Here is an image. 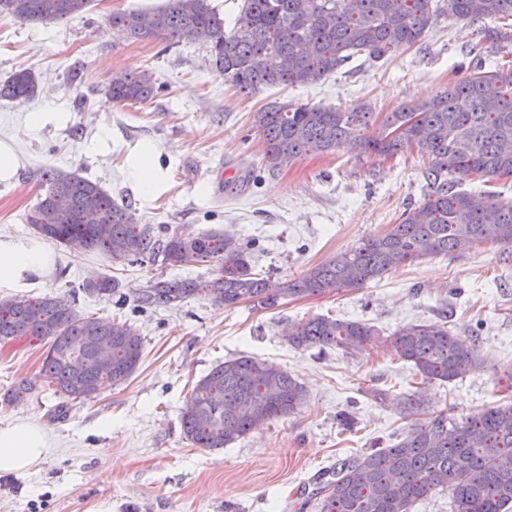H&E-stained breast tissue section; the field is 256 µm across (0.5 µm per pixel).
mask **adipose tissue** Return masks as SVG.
Returning <instances> with one entry per match:
<instances>
[{
    "instance_id": "adipose-tissue-1",
    "label": "adipose tissue",
    "mask_w": 512,
    "mask_h": 512,
    "mask_svg": "<svg viewBox=\"0 0 512 512\" xmlns=\"http://www.w3.org/2000/svg\"><path fill=\"white\" fill-rule=\"evenodd\" d=\"M54 256L42 244L0 240V288L25 287L26 276L44 277L54 268ZM51 432L28 418L0 425V474L39 469L51 453Z\"/></svg>"
}]
</instances>
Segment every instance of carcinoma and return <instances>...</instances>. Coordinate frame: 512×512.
Here are the masks:
<instances>
[{
    "instance_id": "obj_1",
    "label": "carcinoma",
    "mask_w": 512,
    "mask_h": 512,
    "mask_svg": "<svg viewBox=\"0 0 512 512\" xmlns=\"http://www.w3.org/2000/svg\"><path fill=\"white\" fill-rule=\"evenodd\" d=\"M91 0H0V18L53 23L82 13ZM245 18L227 30L209 0H168L154 11L116 12L112 28L135 40H183L209 48L211 65L239 93L317 82L357 55L379 60L418 43L440 14L472 24L512 18V0H244ZM158 90L147 71L110 83L115 104H143ZM38 77L26 69L0 81V100L24 105L36 96ZM380 124L376 135L365 131ZM263 163L274 171L307 156L358 143L383 160L417 152L429 160L423 198L405 209L386 233L341 252L290 282L254 272L248 247L230 237L177 227L165 238L138 224L128 205L99 183L45 167L44 197L26 223L38 235L114 259L161 261L167 267L212 262L215 276L160 280L137 297L143 307H167L204 293L224 306L253 302L273 307L286 297L355 290L428 255L463 252L478 242L512 246V203L455 189L448 176L512 178V67L479 64L438 95L378 117L288 101L255 115ZM119 283L103 277L89 294L112 296ZM36 338L47 345L37 379L54 388L59 410L125 382L139 365L143 344L124 322L79 315L62 297L0 302V343ZM380 334L360 321L318 316L288 326L298 349L335 346L361 354ZM396 354L424 382L461 380L481 365L476 341L436 324L412 323L394 333ZM304 387L280 367L241 356L215 365L194 385L181 411L186 440L219 450L265 424L295 413ZM406 416L424 410L419 393L396 396ZM436 490L448 491L453 512H512V403L490 406L460 420L440 412L414 424L388 448L350 456L318 488L320 512H410Z\"/></svg>"
}]
</instances>
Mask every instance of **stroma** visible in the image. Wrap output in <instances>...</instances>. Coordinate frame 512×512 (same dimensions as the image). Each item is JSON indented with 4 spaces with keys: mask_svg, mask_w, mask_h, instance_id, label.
Returning <instances> with one entry per match:
<instances>
[{
    "mask_svg": "<svg viewBox=\"0 0 512 512\" xmlns=\"http://www.w3.org/2000/svg\"><path fill=\"white\" fill-rule=\"evenodd\" d=\"M167 0H92L86 11L51 24L0 19V79L19 69L38 75L28 104L0 100V143L18 159L0 182V237L32 240L26 213L45 188L43 167L78 172L117 201L137 223L218 232L249 245L257 272L280 281L383 233L422 198L426 158L387 160L346 145L280 171L263 163L254 114L288 100L340 109L391 112L433 97L481 62L512 64V45L495 48L486 31L512 21L470 24L443 15L414 46L380 60L356 56L305 86L263 88L246 98L212 68L208 48L183 41L131 40L109 25L112 13L164 7ZM150 71L163 90L144 105L118 106L106 95L124 72ZM44 113L41 124L29 121ZM85 142L75 151L73 142ZM160 152L158 193L142 196L127 176L142 147ZM55 268L28 297L73 300L80 315L131 324L142 360L121 385L56 413L52 387L7 404L38 371L46 346L36 339L0 343V422L32 418L54 447L39 470L0 476V512H319L320 475L351 455L401 440L410 427L392 396L417 382L391 341L408 323L448 325L476 339L482 365L465 379L421 385L430 412L463 418L498 403L512 389V249L484 243L459 255L417 259L357 290L287 298L271 308L233 307L191 297L158 309L138 308V293L157 281L207 280L215 266L131 263L52 245ZM121 285L112 297L87 294L90 279ZM324 315L374 325L381 341L359 356L335 347L289 346V322ZM250 356L288 371L306 389L297 412L221 450L193 447L180 411L196 381L225 359ZM418 383V382H417Z\"/></svg>",
    "mask_w": 512,
    "mask_h": 512,
    "instance_id": "35a3bbf8",
    "label": "stroma"
}]
</instances>
